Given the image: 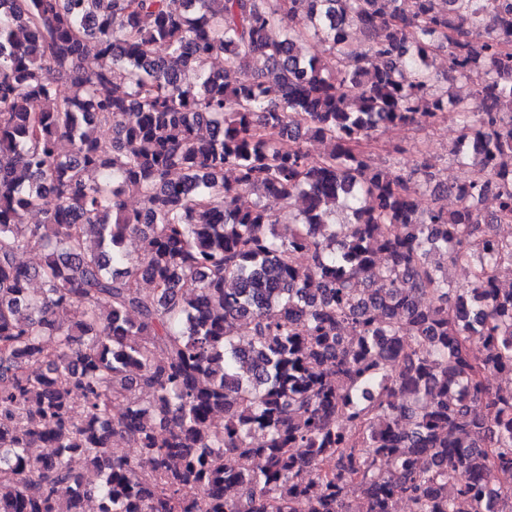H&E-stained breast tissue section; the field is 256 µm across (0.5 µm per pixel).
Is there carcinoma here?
Listing matches in <instances>:
<instances>
[{"instance_id": "carcinoma-1", "label": "carcinoma", "mask_w": 512, "mask_h": 512, "mask_svg": "<svg viewBox=\"0 0 512 512\" xmlns=\"http://www.w3.org/2000/svg\"><path fill=\"white\" fill-rule=\"evenodd\" d=\"M448 110L469 175L424 210L435 166L371 143ZM506 156L512 0H0V512H512Z\"/></svg>"}]
</instances>
